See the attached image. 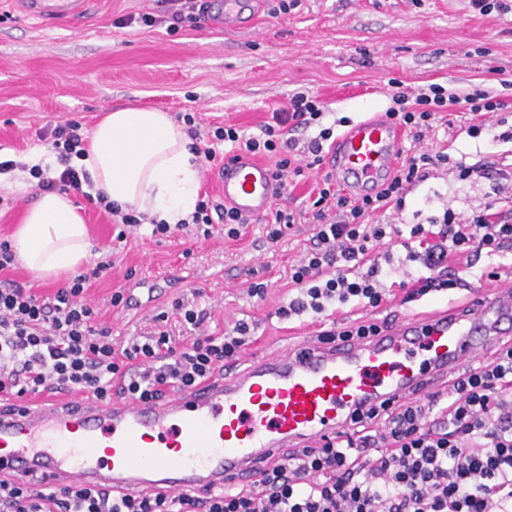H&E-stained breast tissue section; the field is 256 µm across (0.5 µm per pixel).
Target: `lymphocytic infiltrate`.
<instances>
[{
    "label": "lymphocytic infiltrate",
    "mask_w": 512,
    "mask_h": 512,
    "mask_svg": "<svg viewBox=\"0 0 512 512\" xmlns=\"http://www.w3.org/2000/svg\"><path fill=\"white\" fill-rule=\"evenodd\" d=\"M392 102L388 114L410 145L390 179L374 194L357 197L344 194L324 169L334 129L323 126L326 105L316 95L293 93L258 136L232 125L203 130L193 115L182 116L193 152L205 161L215 160L221 144L229 145L234 160L272 159L277 195L286 194L290 179L303 170L320 172L310 206L312 233L288 268V289L274 315L310 327L348 306L369 313L339 331L323 329L320 342L381 332L383 323L370 313L392 299L383 279L398 277L407 304L456 287L481 255L512 253V195L504 188L512 172L489 157L469 164L424 147L449 107L470 114L464 131L475 138L505 100L481 84L460 96L434 83L412 97L393 92ZM298 128L315 134L291 138ZM80 129L73 120L53 128L52 147L64 168L50 177L31 167L41 190L81 192L80 173L68 164L83 150ZM447 169L462 180L494 173L499 181L470 211L446 210L406 233L395 224L372 223V216L387 211L401 215L413 187ZM190 222L207 238L223 223L225 237L234 240L251 219L207 199L198 201ZM398 245L406 251L400 259ZM411 262L422 266L421 274L407 271ZM14 263L10 241L0 238V407L8 410L44 392H77L103 403L115 396L158 401L170 388L188 391L223 374L225 363L239 360L253 337L247 319L237 317L225 320L222 335L210 333V309L183 298L154 316L152 330L117 335L86 298L93 282L112 269V257L46 297L8 279ZM0 512H512V340L469 355L429 396L381 405L335 439L284 449L252 483L200 499L159 487L132 496L97 486L38 488L1 476Z\"/></svg>",
    "instance_id": "lymphocytic-infiltrate-1"
}]
</instances>
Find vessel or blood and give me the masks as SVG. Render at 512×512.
Instances as JSON below:
<instances>
[{"instance_id":"b4317fda","label":"vessel or blood","mask_w":512,"mask_h":512,"mask_svg":"<svg viewBox=\"0 0 512 512\" xmlns=\"http://www.w3.org/2000/svg\"><path fill=\"white\" fill-rule=\"evenodd\" d=\"M86 0H22L49 25L76 17ZM255 0H221L217 24L247 23ZM402 147L385 115L353 124L336 142L330 167L348 190L378 188ZM225 203L264 215L275 200L268 166L224 162L210 174ZM512 335V292L480 290L463 307L400 316L379 336L316 344L299 338L278 355L228 365L223 377L163 401L42 395L34 406L0 413V475L56 487L95 485L122 494L189 489L206 496L265 468L282 449L332 437L359 414L430 390L467 354Z\"/></svg>"}]
</instances>
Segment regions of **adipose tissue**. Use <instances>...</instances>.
I'll use <instances>...</instances> for the list:
<instances>
[{
  "label": "adipose tissue",
  "instance_id": "adipose-tissue-1",
  "mask_svg": "<svg viewBox=\"0 0 512 512\" xmlns=\"http://www.w3.org/2000/svg\"><path fill=\"white\" fill-rule=\"evenodd\" d=\"M191 144L167 113L124 108L104 116L92 130L84 156L72 163L90 174L109 201L176 225L190 218L198 201L199 171ZM13 246L18 262L45 278L74 272L93 256L76 205L59 191L39 196Z\"/></svg>",
  "mask_w": 512,
  "mask_h": 512
}]
</instances>
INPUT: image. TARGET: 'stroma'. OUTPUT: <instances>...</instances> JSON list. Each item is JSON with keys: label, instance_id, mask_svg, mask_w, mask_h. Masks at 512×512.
<instances>
[{"label": "stroma", "instance_id": "1", "mask_svg": "<svg viewBox=\"0 0 512 512\" xmlns=\"http://www.w3.org/2000/svg\"><path fill=\"white\" fill-rule=\"evenodd\" d=\"M270 9L269 0H261L249 25L225 30L165 20L158 0H94L83 24L44 27L22 18L16 0H0V158L26 161L34 152L50 151L56 123L78 121L87 135L106 113L127 107L172 116L190 112L201 124H233L257 135L272 110L297 91L323 100L329 125L387 111L394 79L411 95L434 83L460 94L473 83L501 92V76H512V12L486 14L469 0H302L286 14ZM146 12L156 17L154 27L117 24ZM504 116L505 123L491 124L475 139L450 138L437 129L427 146L470 163L488 155L512 164V141L500 138L512 130V106ZM492 185L486 178L461 181L451 174L427 180L408 195L398 221L422 222L448 208L469 211ZM39 195L34 184L17 193L0 188V237H12ZM74 201L97 250L116 254L112 271L87 296L122 335L146 331L154 315L200 289L202 306L213 309L212 332L222 333L225 316L242 312L259 322L250 352L285 345L289 325L271 315L278 288L261 303L243 294L241 283L249 270L264 265L279 277L307 239V224L276 244L267 242L263 224L250 225L236 241L183 232L159 241L144 226L117 250L110 215L83 196ZM498 262L481 256L457 288L390 305L387 315H412L436 304L463 306L479 286L478 273ZM169 275L182 282L166 288L160 301L122 314L107 308L113 291L136 284L143 298V283Z\"/></svg>", "mask_w": 512, "mask_h": 512}]
</instances>
